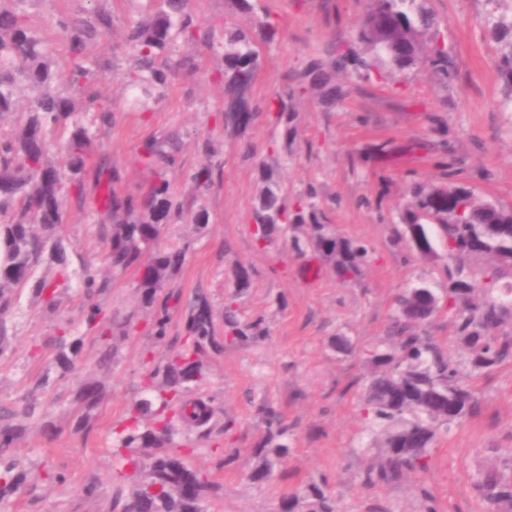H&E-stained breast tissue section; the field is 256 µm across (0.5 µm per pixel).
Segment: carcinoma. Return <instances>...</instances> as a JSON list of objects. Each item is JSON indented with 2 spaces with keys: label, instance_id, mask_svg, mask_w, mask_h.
Instances as JSON below:
<instances>
[{
  "label": "carcinoma",
  "instance_id": "carcinoma-1",
  "mask_svg": "<svg viewBox=\"0 0 512 512\" xmlns=\"http://www.w3.org/2000/svg\"><path fill=\"white\" fill-rule=\"evenodd\" d=\"M28 0H0V118L24 106L25 115L7 131H0V299L12 286L28 282L44 254L67 277L65 247L57 236L68 201L111 221L105 234V260L113 270L134 267L138 271L141 301L155 305L158 291L181 264L185 249L160 247L168 224H206L203 206L186 207L166 178L179 166L182 136L172 132L143 143L135 161L149 168L154 177L134 191L123 190L126 171L112 165L98 151L95 131L112 126V109L94 91L101 70L90 46L112 28V15L97 0L77 14L60 13L56 25L65 39L68 69H55L52 54L28 23L24 4ZM126 26L124 45L129 52L127 87L136 93L140 111L151 112V103L165 96L175 77L191 76L199 69L191 52L176 50L177 43L211 46L214 30L195 12L192 0H157ZM238 9L256 16L250 28L224 27V47L209 71L210 79L223 89L221 119L224 129L242 134L260 118L282 128L288 141L293 99L309 89L319 92L324 103L336 102L338 74H358L366 79H384L396 72L426 64L441 80L451 77L448 47L440 36L434 15L419 0H368L366 13L354 39L331 45L330 65L313 59L294 83L266 99L252 95L262 70V49L280 35L279 21L262 11L261 0H234ZM57 142L63 164L48 157L51 142ZM202 149L208 163L190 177L191 191L202 201L220 179L223 165L211 142ZM259 190L252 219L254 237L268 243L288 228L306 229V243L328 257L336 279H355L369 252L353 238L338 237L327 229L318 205L316 188L296 196L292 206L284 202L274 170L257 166ZM410 199L400 210L404 230L400 240L410 249L420 243L434 249L426 227L436 224L437 236L448 251V310L454 313L455 337L465 354L462 371L426 331L438 308L434 289L417 285L404 289L385 327L381 344L369 351L372 376L363 395V409L371 431L381 436L377 461L363 475L369 488L400 481L410 472L428 470L429 448L438 430L474 412L476 392L464 375H479L512 360V332L502 330L512 322V207L488 202L460 184L443 191L439 184L415 181ZM482 244L484 265L471 267V243ZM85 321L88 330L103 328L106 320L95 297L103 290L89 275L84 280ZM37 295L46 308L57 305L58 284L41 280ZM237 294L224 304V341H257L269 336L265 321L242 323ZM55 368L64 377L75 368L74 356L81 340L64 329L57 336ZM221 348L212 335L209 305L199 297L189 315L188 336L178 350L167 356L162 367L147 373L140 391L127 410V422L116 432L123 465L142 474L128 491L118 488L113 507L119 512H208V498L216 486L187 459V449L171 446L173 418L198 424L210 414V405L184 399L190 384L202 375L200 354L205 346ZM104 390L92 375L83 379L78 401L91 411ZM265 440L251 449L259 464L249 474L254 483L266 481L272 460L288 456L280 442L288 432L281 415L262 410ZM22 427L8 411H0V499L15 494L27 481L31 469L5 456L21 434ZM476 494L490 507L512 512V477L488 474L474 485ZM280 512H337L336 500L324 484H312L303 496L285 497Z\"/></svg>",
  "mask_w": 512,
  "mask_h": 512
}]
</instances>
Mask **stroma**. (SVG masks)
I'll return each mask as SVG.
<instances>
[{"label":"stroma","mask_w":512,"mask_h":512,"mask_svg":"<svg viewBox=\"0 0 512 512\" xmlns=\"http://www.w3.org/2000/svg\"><path fill=\"white\" fill-rule=\"evenodd\" d=\"M82 0H30L32 26L51 50L58 66L67 54L53 17L77 11ZM112 29L91 48L103 65L99 90L114 114L111 130L101 140L112 162L127 172L128 186L153 177L134 167L132 157L148 139L171 129L185 138L180 166L168 178L179 193L202 163L199 141L219 145L224 174L204 202L206 224H175L172 238L187 242L183 264L159 292L170 301L168 333L156 340L149 332L152 309L139 302L135 269L112 272L106 265V243L95 215L69 206L59 233L67 248V277L43 261L32 282L16 286L10 305L0 311L10 348L0 356V406L22 409L27 396L39 407L24 419V430L11 457L34 470L65 473L62 484L31 480L21 491L0 501V512H112L116 487L130 486L129 468L118 465L112 450L113 431L120 427L144 375L162 366L185 334L189 307L204 294L214 315L216 336L224 334V302L237 293L243 318L264 319L268 336L206 349L203 381L193 396L209 400L214 413L203 427L178 434L193 448L191 464L218 490L210 512H277L284 497L303 495L311 484L326 483L339 512H423L418 492L426 486L436 512H488L474 483L488 471H512V363L478 376L473 387L478 406L472 415L440 432L430 450L428 471L395 484L367 488L364 470L375 450L374 433L361 409L363 387L372 373L367 358L378 344L399 293L413 285L445 288L448 253L436 245L424 257L398 242L399 211L413 181L437 183V144L446 141L457 181L479 197L512 206V87L497 70L502 45L493 35L486 0H426L448 45L453 76L441 82L421 65L390 81L341 78L343 95L327 106L307 93L293 101L294 120L287 149L271 150L280 135L273 124L259 122L246 136L227 133L216 123L223 92L207 71L214 55L195 50L201 69L178 78L164 100L149 113L131 106L124 73L127 54L122 30L136 16L139 0H103ZM280 19L281 33L263 51V68L253 87L258 98L272 96L286 75L312 59H326L331 41L349 39L363 18L367 0H262ZM272 167L287 201L309 186L319 191V206L336 234L360 240L369 260L357 278L338 283L331 262L308 249L297 252L291 236L273 238L257 247L250 221L257 192L256 160ZM252 272L248 288L237 289L232 272ZM95 270L106 289L98 301L109 319L134 316L137 330L118 342L106 357L95 333L84 321L80 282ZM39 279L57 281L61 304L44 308L34 291ZM81 338L83 348L74 371L59 378L53 361L61 326ZM350 337L355 349L340 354L336 335ZM94 373L106 394L93 412L90 431L77 427L81 406L78 383ZM278 411L288 427L290 454L275 463L271 478L250 481L255 465L250 453L264 436L259 404ZM52 429H44V421ZM234 454V462L217 468L218 454ZM96 483L88 499L80 490Z\"/></svg>","instance_id":"obj_1"}]
</instances>
